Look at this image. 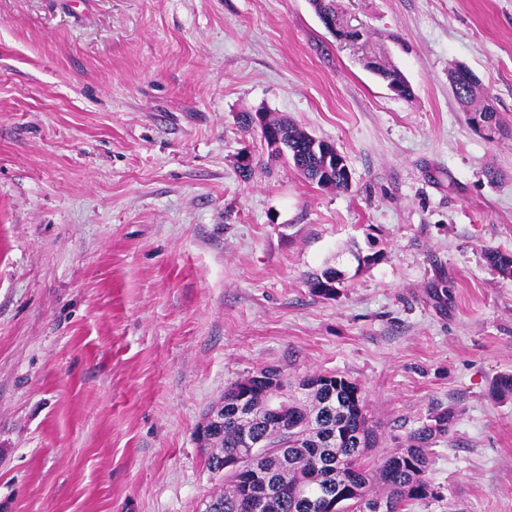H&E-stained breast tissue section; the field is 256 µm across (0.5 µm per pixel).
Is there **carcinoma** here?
<instances>
[{
  "instance_id": "carcinoma-1",
  "label": "carcinoma",
  "mask_w": 512,
  "mask_h": 512,
  "mask_svg": "<svg viewBox=\"0 0 512 512\" xmlns=\"http://www.w3.org/2000/svg\"><path fill=\"white\" fill-rule=\"evenodd\" d=\"M269 124L280 131L285 146L284 152L274 157L288 156L312 184L349 187L343 171L326 164L324 141L314 140L297 124L279 117L269 118ZM485 258L500 275L512 278V255L489 250ZM343 281V272L330 266L307 279L311 292L322 298L332 297ZM265 373L278 378L287 391L282 415L277 417L259 406L252 418L238 424L231 420L235 407L232 386L224 389V428L205 449L206 467L220 477L222 488L204 501V506L214 512H254L252 496L245 490L250 470L220 471L223 459L238 457L247 448V437L262 440L264 457L257 465L274 468L271 479L280 487L263 512H302L290 494L300 484L308 487L312 512H321L329 495L345 505V512H367L374 504L384 506L381 512H405L437 498L426 477L429 451L434 440L447 435L454 425L458 417L455 408L433 410L426 422L407 435L405 448L372 465L368 453L377 437L363 396H354L361 390L357 383L338 375L325 381L323 375L312 374L294 386L277 369L259 370V374ZM491 393L495 398L512 396V375L497 378Z\"/></svg>"
}]
</instances>
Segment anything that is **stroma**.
I'll return each mask as SVG.
<instances>
[{"label": "stroma", "instance_id": "stroma-1", "mask_svg": "<svg viewBox=\"0 0 512 512\" xmlns=\"http://www.w3.org/2000/svg\"><path fill=\"white\" fill-rule=\"evenodd\" d=\"M333 5L360 40L309 0H0V512H198L195 430L263 368L356 382L374 460L455 407L410 512H512V278L484 258L512 255V0ZM460 66L507 135L468 124ZM256 110L349 188L270 157ZM271 126L278 129L282 136V143L285 146L284 153L278 152L273 158L288 156L289 161L298 172L310 183H316L320 187H333L336 189H348L349 181L343 174L342 169H336L330 165L329 158L333 159V165H336V149L330 144H324L323 140H314L308 133L297 124L279 117H269ZM324 144V145H323ZM327 154L326 166L325 155ZM343 281V272L330 266L324 268L320 273L311 274L307 279L311 292L315 296L322 298L335 297V295L332 294L337 293Z\"/></svg>", "mask_w": 512, "mask_h": 512}]
</instances>
